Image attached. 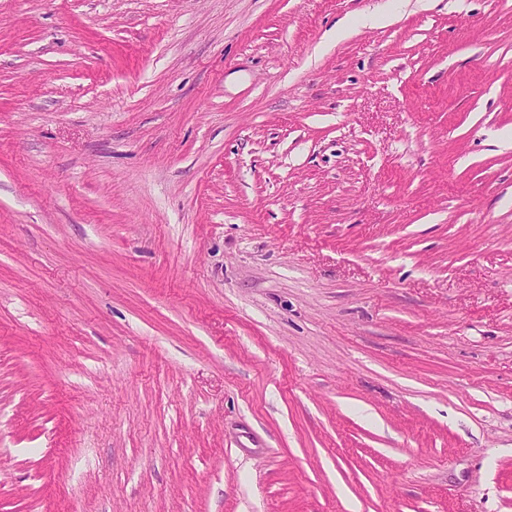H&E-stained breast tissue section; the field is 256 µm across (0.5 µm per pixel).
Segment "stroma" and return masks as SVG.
<instances>
[{
	"instance_id": "stroma-1",
	"label": "stroma",
	"mask_w": 512,
	"mask_h": 512,
	"mask_svg": "<svg viewBox=\"0 0 512 512\" xmlns=\"http://www.w3.org/2000/svg\"><path fill=\"white\" fill-rule=\"evenodd\" d=\"M0 512H512V0H0Z\"/></svg>"
}]
</instances>
